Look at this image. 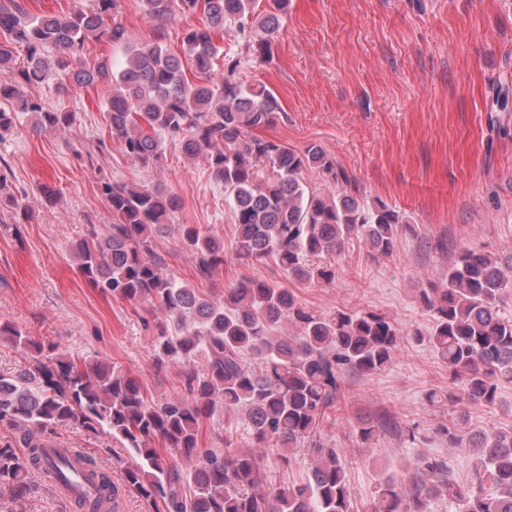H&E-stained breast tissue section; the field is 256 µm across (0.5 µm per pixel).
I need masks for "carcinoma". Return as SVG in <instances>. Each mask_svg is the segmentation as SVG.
I'll return each instance as SVG.
<instances>
[{
	"label": "carcinoma",
	"instance_id": "carcinoma-1",
	"mask_svg": "<svg viewBox=\"0 0 512 512\" xmlns=\"http://www.w3.org/2000/svg\"><path fill=\"white\" fill-rule=\"evenodd\" d=\"M89 2L74 12L34 16L27 0H0V33L27 51L20 82L0 81V100L12 106L0 109V140L21 114L40 132L64 130L75 120L72 112L44 110L24 86L51 75L63 88L110 76L111 137L144 168L159 162L167 139L189 156L205 155L212 177L224 184L239 258H272L298 282L331 284L336 267L318 258L341 253L352 239H364L377 255L393 253L406 227L396 211L382 202L366 210L344 191L326 198L305 185L308 169L338 181L334 158L317 145L297 153L253 134L273 123L281 106L266 86L238 82L241 59L223 54L218 37L234 25L249 59L268 60L288 0H271L259 14L256 0H145L156 36L135 45L114 22L119 0ZM199 9L205 22L181 38L195 69L190 80L164 30L175 12ZM248 24L263 37L252 38ZM103 38L124 51L116 75L108 58L92 66L81 60L87 42ZM101 192L112 223L76 245L77 268L102 292L155 313L145 321L156 329L153 366L184 367L183 395L158 401L137 377L103 359L65 356L1 324L0 337L21 348L28 365L0 373V425L19 432L0 438V486L22 500L33 470L49 485L80 482L69 456L34 436L65 424L88 434L107 429L128 455L121 486L86 457L85 479L95 493L73 500L76 512H111L124 487L151 512H353L345 466L336 449L320 442V428L332 422L344 375L370 376L393 363L403 339L397 324L373 311L317 314L291 291L251 278L225 289L222 301L206 300L169 273L155 248L180 198L158 186L112 182L102 183ZM179 237L200 276L224 266L223 239L191 224L180 225ZM511 295L512 266L506 271L497 258L470 248L448 264L447 287L420 289L433 325L416 340L448 368L450 381L447 392L427 394L429 406L498 403L502 387L512 384V316L501 312ZM284 320L295 326L294 335H279ZM236 414L251 450H236L228 435L222 448L202 446L203 422ZM388 424L363 422L360 440H374ZM436 434L450 448L472 451L470 478L460 480L443 458L421 454L410 476L379 482L374 512H428L437 497L459 512H512V429L465 432L463 418L451 413ZM303 448L312 454L307 478L269 487L267 456L288 462ZM173 453L192 462L190 468L169 458Z\"/></svg>",
	"mask_w": 512,
	"mask_h": 512
}]
</instances>
